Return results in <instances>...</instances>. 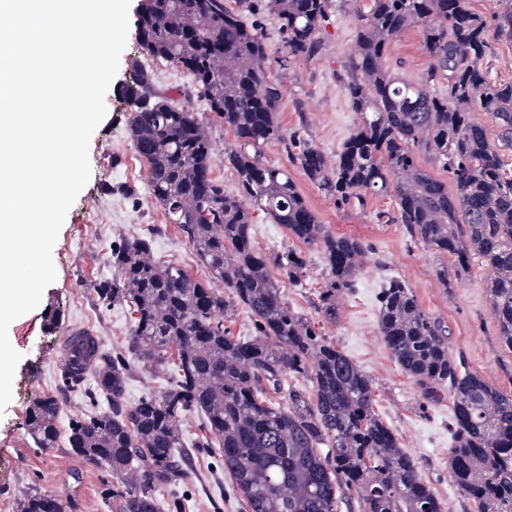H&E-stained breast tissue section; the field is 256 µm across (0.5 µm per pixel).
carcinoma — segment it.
<instances>
[{"label": "carcinoma", "instance_id": "cac0c4a2", "mask_svg": "<svg viewBox=\"0 0 512 512\" xmlns=\"http://www.w3.org/2000/svg\"><path fill=\"white\" fill-rule=\"evenodd\" d=\"M355 13L356 53L341 85L360 115L336 162L301 139L293 162L337 202L394 190V220L415 241L454 257L465 272L473 256L492 271L490 304L502 346L512 354V83L488 79L482 61L491 40L512 43V0L493 28L467 0H369ZM142 0L140 56L122 88L128 134L148 164V192L194 248L224 291L176 264L151 258L149 239L111 242L115 275L96 288L98 305H122L132 325L122 350L76 332L59 366L62 392L82 391L91 410L69 418L71 450L112 472L105 489L112 512H183L180 497L160 507L157 491L197 477L183 451L179 419L205 416L195 448L218 457L243 512H443L413 457L373 408L374 390L360 367L285 301L278 283L297 282L307 267L297 248L261 252L253 243L248 198L288 238L324 259L327 278L318 310L336 319V297L354 286L367 252L359 238L332 233L307 205L288 167L266 163L260 148L286 136L276 120L281 91L268 77L261 29L244 13L277 15L288 54L313 56L330 0ZM415 28L429 57L419 81L388 73L390 41ZM178 64L206 110L224 121L238 146L224 152L237 175L230 193L212 177L213 145L203 122L157 86L152 64ZM492 117L490 140L474 109ZM423 152L450 181L422 168ZM453 190H448V185ZM242 305L253 336L228 335L224 318ZM379 329L393 360L425 396L441 388L452 400L448 466L473 512H512V392L493 387L448 352V329L425 312L408 285L393 277L382 290ZM170 372L158 397L130 404L126 385L136 366ZM288 377L285 402L270 399ZM108 407L97 409L98 393ZM61 402L46 394L30 407L28 433L55 446ZM355 493V497L346 492ZM67 500L29 491L19 512H69Z\"/></svg>", "mask_w": 512, "mask_h": 512}]
</instances>
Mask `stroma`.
Returning a JSON list of instances; mask_svg holds the SVG:
<instances>
[{"mask_svg": "<svg viewBox=\"0 0 512 512\" xmlns=\"http://www.w3.org/2000/svg\"><path fill=\"white\" fill-rule=\"evenodd\" d=\"M355 8V0H331L319 32L321 50L311 58L289 55L276 15L265 12L253 17L266 36L268 75L281 90L279 124L286 132H299L331 159L359 123L339 80L354 51ZM138 53L135 34H128L118 73L105 96L107 114L90 138V179L68 210L52 250L57 277L45 289L40 304L8 329L10 343L22 358L13 378V398L0 414V512H16L19 498L33 488L67 497L72 512H112L102 494L112 480L107 468L73 453L63 436L51 450L37 448L26 427L28 407L60 388L63 337L87 329L105 348L112 349L128 335L127 308L103 309L94 292L100 279L113 275L109 258L112 240L150 236L155 261L177 264L214 288L222 286L200 265L177 228L167 224L159 204L148 199L147 166L128 137L129 109L121 97V89L130 79L129 60ZM428 64L417 29H408L391 40L385 62L391 72L417 81ZM157 81L180 108L202 116L217 150L213 176L226 190L236 191V174L225 167L223 156L224 149L236 143L234 133L219 117L204 111L185 71L159 66ZM263 157L269 163L287 166L310 209L333 233L360 238L370 246L354 288L339 299L335 321H326L317 310L326 269L314 249L308 252V269L301 282L280 284L289 306L315 322L326 339L371 378L375 412L414 457L422 479L442 501L444 512H470L448 468L451 403L445 396L424 399L392 359L379 332L378 299L386 279L403 280L421 307L447 325L450 353L490 385L512 390V353L502 347L497 336L483 262L473 258L467 273L453 274V257L415 242L403 225L386 221V214L395 210L393 194L368 197L362 206L354 201L343 204L325 197L307 180L292 164L285 143L266 145ZM120 183L131 185L135 197L108 192V185ZM54 306L60 316L56 329L50 330L44 317ZM191 462L198 477L179 490L185 512H242L241 501L217 458L196 452Z\"/></svg>", "mask_w": 512, "mask_h": 512, "instance_id": "stroma-1", "label": "stroma"}]
</instances>
